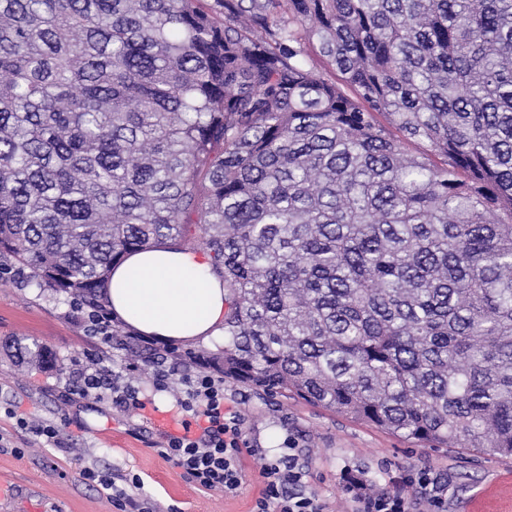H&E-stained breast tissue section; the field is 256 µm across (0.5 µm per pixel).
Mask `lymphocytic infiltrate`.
Here are the masks:
<instances>
[{"instance_id":"f902f5d3","label":"lymphocytic infiltrate","mask_w":512,"mask_h":512,"mask_svg":"<svg viewBox=\"0 0 512 512\" xmlns=\"http://www.w3.org/2000/svg\"><path fill=\"white\" fill-rule=\"evenodd\" d=\"M68 394L81 399L108 400L124 412H139L150 405L140 388L125 383L122 373H106L95 358H87L65 386ZM177 432L168 434L159 455L180 469L189 479L209 490L233 493L241 485L239 459L248 451L238 416L224 411V377L212 371H199L183 377L176 401ZM260 475L265 489L254 512H325L314 495L305 493L307 470L293 448L264 458ZM84 480L109 490L117 512H148L134 491L141 486L136 476L117 484L109 473L85 468ZM403 484L415 489V496L399 491H368L364 481L348 478L344 486L351 512H418L420 503H428L433 512H446L448 485L428 469L405 474Z\"/></svg>"}]
</instances>
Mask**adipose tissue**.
Here are the masks:
<instances>
[{
    "mask_svg": "<svg viewBox=\"0 0 512 512\" xmlns=\"http://www.w3.org/2000/svg\"><path fill=\"white\" fill-rule=\"evenodd\" d=\"M109 306L128 326L162 340H209L224 331V282L210 257L149 249L129 256L105 284Z\"/></svg>",
    "mask_w": 512,
    "mask_h": 512,
    "instance_id": "1",
    "label": "adipose tissue"
}]
</instances>
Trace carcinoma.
<instances>
[{"label":"carcinoma","instance_id":"carcinoma-1","mask_svg":"<svg viewBox=\"0 0 512 512\" xmlns=\"http://www.w3.org/2000/svg\"><path fill=\"white\" fill-rule=\"evenodd\" d=\"M199 243L197 364L511 457L512 0H0V258L103 311Z\"/></svg>","mask_w":512,"mask_h":512}]
</instances>
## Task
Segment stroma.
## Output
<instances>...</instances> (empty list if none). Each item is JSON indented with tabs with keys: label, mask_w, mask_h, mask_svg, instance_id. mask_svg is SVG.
<instances>
[{
	"label": "stroma",
	"mask_w": 512,
	"mask_h": 512,
	"mask_svg": "<svg viewBox=\"0 0 512 512\" xmlns=\"http://www.w3.org/2000/svg\"><path fill=\"white\" fill-rule=\"evenodd\" d=\"M41 345L55 369L18 363L14 343ZM102 367L124 371L130 360L116 345H98L71 316V298L28 285L11 273L0 279V512H116L106 493L79 476L84 467L139 475L152 512H252L264 488L261 456H274L292 439L309 468L307 489L330 512H349L341 484L346 471L368 484L392 488L407 471L431 467L448 476V512H512V458L453 448H422L299 399L268 397L225 383L224 407L238 414L244 437L259 456L240 460L236 493L207 490L188 480L155 450L160 421L107 403L64 401V377L86 354ZM55 423L62 444L19 442L15 420Z\"/></svg>",
	"instance_id": "obj_1"
}]
</instances>
